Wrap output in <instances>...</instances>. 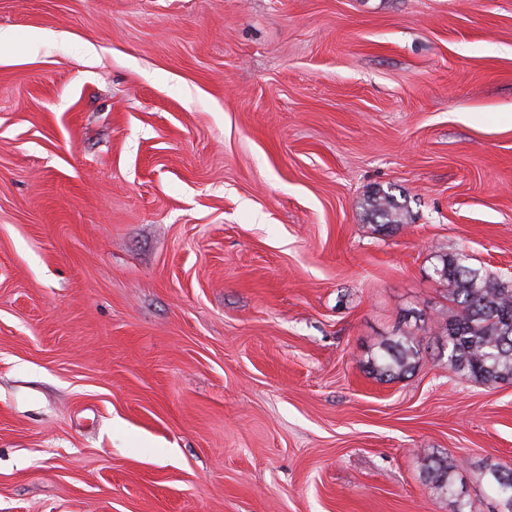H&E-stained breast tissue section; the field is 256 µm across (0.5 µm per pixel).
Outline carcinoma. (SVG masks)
Returning <instances> with one entry per match:
<instances>
[{"label":"carcinoma","instance_id":"carcinoma-1","mask_svg":"<svg viewBox=\"0 0 512 512\" xmlns=\"http://www.w3.org/2000/svg\"><path fill=\"white\" fill-rule=\"evenodd\" d=\"M369 206L382 220L378 224L382 231H392L404 221L406 208L387 192H376ZM467 260L463 252L445 254L434 267L435 276L448 284L449 294L459 308L445 325L448 367L460 377L483 385L512 383V285L480 275L467 265ZM422 357L419 340L404 332L392 339L370 365L375 375L390 381L414 370ZM426 473L438 493L457 494L448 461L431 458ZM489 473L500 512H512V469L494 464Z\"/></svg>","mask_w":512,"mask_h":512}]
</instances>
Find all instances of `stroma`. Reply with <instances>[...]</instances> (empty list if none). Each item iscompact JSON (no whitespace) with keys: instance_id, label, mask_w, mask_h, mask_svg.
Listing matches in <instances>:
<instances>
[{"instance_id":"35a3bbf8","label":"stroma","mask_w":512,"mask_h":512,"mask_svg":"<svg viewBox=\"0 0 512 512\" xmlns=\"http://www.w3.org/2000/svg\"><path fill=\"white\" fill-rule=\"evenodd\" d=\"M0 32V512H498L512 383L449 369L432 267L512 281V0H0ZM368 205L373 214L382 220V223L377 224L381 231H392L403 224L407 209L389 193L377 191ZM422 357L419 340L411 332H404L395 336L383 353L372 359L370 365L375 375L390 381L414 370ZM426 473L430 483L438 493L459 496L448 471V461L443 458L431 457Z\"/></svg>"}]
</instances>
